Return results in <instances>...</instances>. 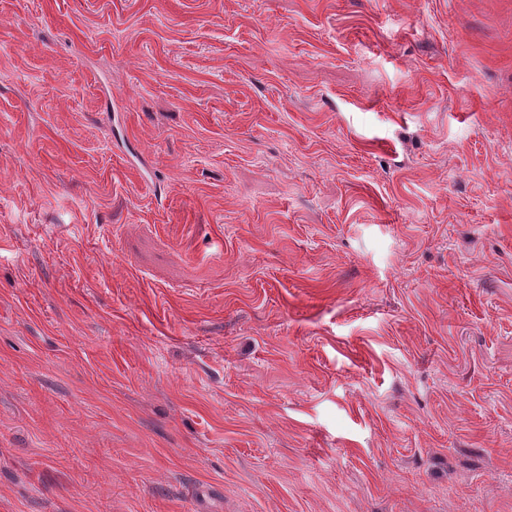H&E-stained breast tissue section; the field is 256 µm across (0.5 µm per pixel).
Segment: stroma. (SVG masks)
Masks as SVG:
<instances>
[{"label":"stroma","mask_w":512,"mask_h":512,"mask_svg":"<svg viewBox=\"0 0 512 512\" xmlns=\"http://www.w3.org/2000/svg\"><path fill=\"white\" fill-rule=\"evenodd\" d=\"M0 512H512V0H0Z\"/></svg>","instance_id":"obj_1"}]
</instances>
